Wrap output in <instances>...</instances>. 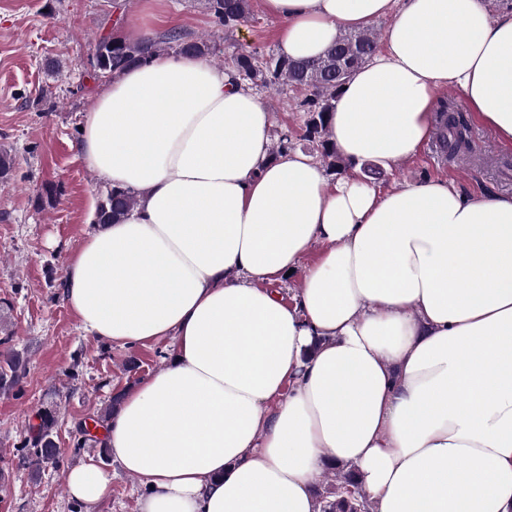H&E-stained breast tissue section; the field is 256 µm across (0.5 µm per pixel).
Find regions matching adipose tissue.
I'll use <instances>...</instances> for the list:
<instances>
[{
  "label": "adipose tissue",
  "mask_w": 512,
  "mask_h": 512,
  "mask_svg": "<svg viewBox=\"0 0 512 512\" xmlns=\"http://www.w3.org/2000/svg\"><path fill=\"white\" fill-rule=\"evenodd\" d=\"M261 3L294 60L388 19L327 122L349 166L415 156L441 87L512 148V8ZM272 127L196 55L130 67L85 114L84 162L140 198L70 257L65 300L106 344L174 345L103 430L139 512H319L330 463L355 467L374 512H512V195L331 188L311 156L271 155ZM297 267L288 303L274 284ZM64 483L87 506L112 493L93 463Z\"/></svg>",
  "instance_id": "adipose-tissue-1"
}]
</instances>
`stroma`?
I'll return each mask as SVG.
<instances>
[{
    "mask_svg": "<svg viewBox=\"0 0 512 512\" xmlns=\"http://www.w3.org/2000/svg\"><path fill=\"white\" fill-rule=\"evenodd\" d=\"M166 26L147 17V0H0V150L14 159L0 179V306L8 307L11 335L2 351L25 361L19 384L0 392V512H137L144 490L99 448H75L76 422L99 417L111 396L163 369L171 343L109 346L92 337L67 306L60 284L71 255L92 231L91 214L108 185L80 151L85 112L106 86L90 74L95 40L130 26L160 36L177 29L192 38L213 35L209 63L230 67L253 51L276 52L280 23L254 0L249 18L227 37L205 0H161ZM275 130L297 135V149L312 153L301 135L306 115L288 88L256 87ZM473 162L440 159L431 147L391 168L367 166L326 172L328 186L351 177L386 192L441 178L467 196L512 194V150L487 129L470 124ZM55 404L58 465L33 472L22 443L34 413ZM94 462L112 476L111 496L95 507L70 499L65 473Z\"/></svg>",
    "mask_w": 512,
    "mask_h": 512,
    "instance_id": "1",
    "label": "stroma"
}]
</instances>
